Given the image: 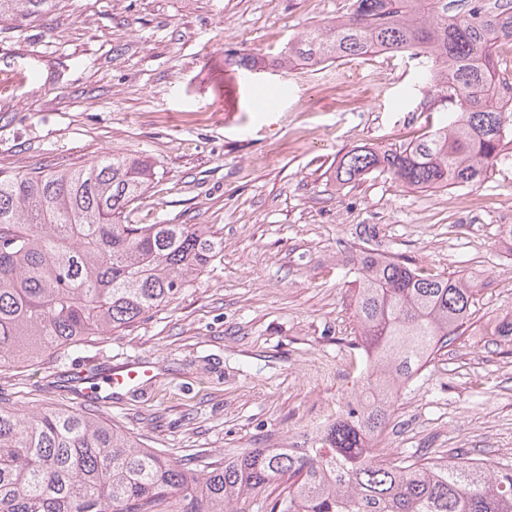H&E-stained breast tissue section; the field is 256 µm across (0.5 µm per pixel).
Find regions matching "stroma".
Here are the masks:
<instances>
[{"label":"stroma","instance_id":"stroma-1","mask_svg":"<svg viewBox=\"0 0 512 512\" xmlns=\"http://www.w3.org/2000/svg\"><path fill=\"white\" fill-rule=\"evenodd\" d=\"M347 0H56L43 19L0 22V170H61L105 154L154 164L136 224H205L224 241L197 285L150 318L59 361L0 372L18 412L83 408L66 378L131 362L153 378L98 415L172 458L310 445L354 400L361 350L350 282L372 248L477 290L464 332L406 385L382 444L430 457L466 448L512 461V346L488 321L512 313V159L449 202L386 175L336 185L341 156L435 126L418 60L375 54L284 72L305 27ZM261 58L236 72L227 52ZM275 147L277 158L264 155Z\"/></svg>","mask_w":512,"mask_h":512}]
</instances>
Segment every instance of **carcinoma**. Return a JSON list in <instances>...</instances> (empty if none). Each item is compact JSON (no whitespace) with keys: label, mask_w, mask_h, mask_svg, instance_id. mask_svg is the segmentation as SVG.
Returning a JSON list of instances; mask_svg holds the SVG:
<instances>
[{"label":"carcinoma","mask_w":512,"mask_h":512,"mask_svg":"<svg viewBox=\"0 0 512 512\" xmlns=\"http://www.w3.org/2000/svg\"><path fill=\"white\" fill-rule=\"evenodd\" d=\"M54 0H0L25 26ZM512 47V0H350L330 23L288 43L286 61L314 69L374 54L423 58L424 82L448 121L395 147L358 146L338 162L348 184L386 174L413 189L481 182L505 160L512 95L500 49ZM156 179L144 159L112 155L56 170L0 172V369L138 323L196 281L224 241L199 224H130ZM353 321L366 363L347 402L303 454L247 448L176 461L92 413L0 405V512H241L274 485L269 512H512V464L469 451L394 457L380 447L400 391L470 323L476 289L372 248L356 257ZM491 335L512 343V315Z\"/></svg>","instance_id":"carcinoma-1"}]
</instances>
